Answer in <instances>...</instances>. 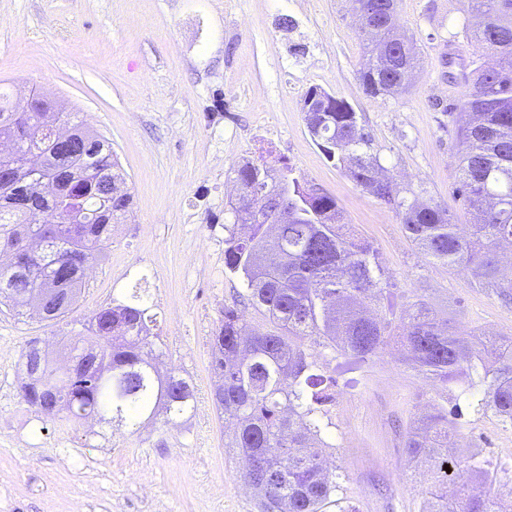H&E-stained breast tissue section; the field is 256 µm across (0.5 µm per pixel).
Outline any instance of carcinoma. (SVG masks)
<instances>
[{
    "label": "carcinoma",
    "instance_id": "carcinoma-1",
    "mask_svg": "<svg viewBox=\"0 0 512 512\" xmlns=\"http://www.w3.org/2000/svg\"><path fill=\"white\" fill-rule=\"evenodd\" d=\"M397 2L350 0L367 50L359 77L373 97L405 91L419 65L414 46L397 31ZM470 4L480 19L472 35L495 62L477 65L473 88L460 105L456 193L472 216L467 233L458 232L440 205L381 174L372 136L347 101L315 87L304 95L302 111L317 146L334 145V160L357 186L395 212L418 250L463 268L508 298L512 293L499 282V248L512 243V0ZM49 112L70 129L78 146L66 163L49 153L54 141L46 124ZM0 137L17 151L14 189L0 187V305L22 314L19 301L37 300L60 274L68 301L58 307L49 300L54 315L39 316L56 323L73 310L85 270L101 259L112 225L125 218L132 197L112 143L85 130L76 112H56L39 98L22 109L11 92L0 89ZM234 172L246 189L265 187L273 194L288 185L296 214L284 224H267L253 207L234 206L231 222L224 225V270L240 279L242 291L224 306L211 336L210 365L217 378L212 401L230 430L226 447L247 460L243 479L257 492L259 512H324L339 489L336 472L323 465L329 444L320 416L336 378L309 359L306 340L357 362L394 341L415 369L446 385L462 383L479 367L485 388L473 411L512 423L511 340L458 336L419 297L396 324L372 313L370 305L387 299L385 274L373 247L342 224L336 199L310 191L291 168L276 176L247 160ZM39 213L44 219L31 221ZM242 301L264 310L271 327L244 319L238 309ZM150 311L140 287L112 299L88 324L108 369H86L54 390L61 366L46 357L40 376L22 378L21 400L47 420L95 416L133 427L161 414L169 423L193 411L191 384L157 369L163 351L149 341L150 324L156 322ZM456 439L455 422L442 410L407 433L406 455L434 475L421 512H503L494 499L470 494L444 470L465 462L476 477L493 481L476 455L463 459L452 451Z\"/></svg>",
    "mask_w": 512,
    "mask_h": 512
}]
</instances>
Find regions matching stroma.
I'll use <instances>...</instances> for the list:
<instances>
[{
	"label": "stroma",
	"instance_id": "35a3bbf8",
	"mask_svg": "<svg viewBox=\"0 0 512 512\" xmlns=\"http://www.w3.org/2000/svg\"><path fill=\"white\" fill-rule=\"evenodd\" d=\"M468 8L398 0L397 23L420 67L406 93L375 98L359 80L364 46L347 0H0V85L94 114L132 196L65 320L0 314V431L12 436L0 443V512H69L76 497L85 512H258L211 400L210 338L239 286L224 271V226L240 161L293 167L335 197L375 250L397 307L420 297L459 335L512 336V301L422 255L397 215L326 159L301 110L312 87L346 100L385 175L468 224L453 194L456 121L469 91L458 74L491 60L463 31ZM136 286L157 314L165 364L195 388L191 417L177 430L103 422L95 436L37 418L18 395L28 342L61 358L93 312ZM304 348L336 374L325 420L340 504L326 512H419L428 481L409 464L404 434L438 409L456 412L461 454L499 469L496 482H480L482 495L512 502V425L474 413L471 388L423 376L394 343L349 372L344 356Z\"/></svg>",
	"mask_w": 512,
	"mask_h": 512
}]
</instances>
